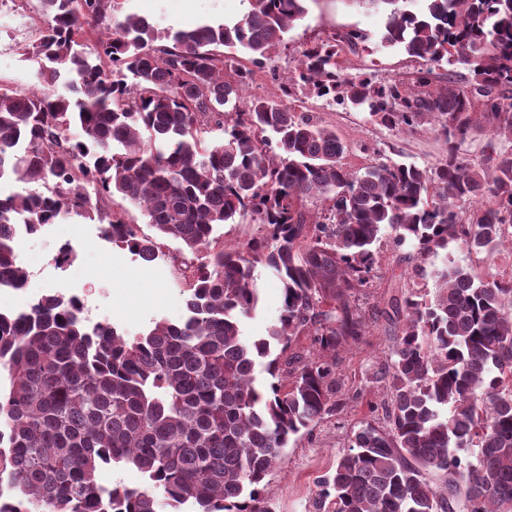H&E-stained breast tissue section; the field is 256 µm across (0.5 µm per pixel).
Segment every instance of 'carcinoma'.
<instances>
[{"label": "carcinoma", "mask_w": 512, "mask_h": 512, "mask_svg": "<svg viewBox=\"0 0 512 512\" xmlns=\"http://www.w3.org/2000/svg\"><path fill=\"white\" fill-rule=\"evenodd\" d=\"M40 2L44 28L24 54L35 79L69 94L0 87V180L26 185L0 194V289L28 277L9 225L34 235L72 215L146 262L165 241L202 260L182 320L134 336L88 327L59 291L20 315L0 310V480L11 486L0 512H269L264 482L283 449L346 404L336 351L365 335L350 298L378 278L384 231L411 247L399 261L419 276L441 258L435 294L391 299L383 422L354 431L318 507L512 512V276L483 278L447 253L450 240L474 254L512 246V0H427L421 14L410 0H351L386 14L381 43L467 75H352L346 57L368 34L348 29L303 46L276 97L248 89L308 0H248L230 24L174 32L121 14L118 0ZM312 97L402 133L427 126L446 156L352 171L335 129L303 111ZM475 127L488 132L478 164L461 157ZM116 196L154 236L112 209ZM312 198L324 207L305 210ZM226 224L260 231L227 246ZM257 263L283 303L248 340ZM304 334L320 353L288 354ZM108 466L143 482L105 488Z\"/></svg>", "instance_id": "1"}]
</instances>
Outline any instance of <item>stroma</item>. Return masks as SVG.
Returning <instances> with one entry per match:
<instances>
[{"instance_id":"stroma-1","label":"stroma","mask_w":512,"mask_h":512,"mask_svg":"<svg viewBox=\"0 0 512 512\" xmlns=\"http://www.w3.org/2000/svg\"><path fill=\"white\" fill-rule=\"evenodd\" d=\"M119 7L122 14L147 17L159 29L169 31L224 23L245 11L244 0H119ZM307 8L304 19L287 34V49L281 50L265 68L256 70L252 92L278 94L301 44L348 29H361L370 36L352 59L353 73H371L378 80L387 81L410 78L422 67V60L409 57L402 48L381 45L380 34L386 20L383 12L350 5L348 0H308ZM41 21L39 0H27L20 10H0V84L33 83L34 68L23 56L22 48L36 39ZM307 107L314 120L335 128L347 142L344 162L354 171L374 164L382 156L423 166L445 152L443 140L428 130L403 135L369 120L367 113L327 107L316 98L309 99ZM98 232L96 222L76 216L25 238L18 252L22 265L36 273L31 287L47 294L71 286L76 277L93 283L89 303L95 316L132 335L161 318L180 321L185 314L182 290L186 286V268L171 264L168 258L175 243L167 244L166 256L147 263L105 239H99L96 249H87L86 237L97 236ZM65 244L73 250L72 263L66 270L54 263ZM448 254L484 275L512 272V251L506 249L476 255L452 241ZM254 277L262 304L254 317L242 321L243 334L249 338L265 335L282 304L281 285L263 265L255 266ZM404 283L389 242H381L380 273L374 288L351 300L365 313L369 333L360 344L347 347L336 357V374L343 382L346 405L343 411L324 416L284 449L283 461L269 476L266 486L270 512H317L320 479L335 465L339 452L347 449L350 430L369 418V402L384 401L385 391L376 375L386 363L392 345L388 301L404 292Z\"/></svg>"}]
</instances>
